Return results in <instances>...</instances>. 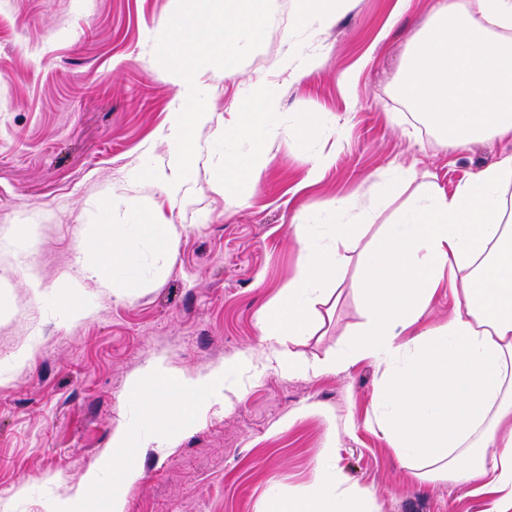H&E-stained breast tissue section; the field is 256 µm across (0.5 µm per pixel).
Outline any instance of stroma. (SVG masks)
Listing matches in <instances>:
<instances>
[{"instance_id": "stroma-1", "label": "stroma", "mask_w": 512, "mask_h": 512, "mask_svg": "<svg viewBox=\"0 0 512 512\" xmlns=\"http://www.w3.org/2000/svg\"><path fill=\"white\" fill-rule=\"evenodd\" d=\"M440 0H347L329 27L295 22L293 0H274L262 45L235 74L213 66L203 132L183 198L138 170L168 166L164 134L179 77L154 54L176 0H0V512H54L83 490L111 454L112 436L135 432L124 459L141 477L126 512H269L274 498L308 489L331 460L342 488L370 512H492L474 483L415 476L375 422L383 369L360 359L340 371L290 376L269 367L226 373L224 398L164 444L129 397L152 362L175 376L205 375L243 353L263 357L258 315L296 270V225L353 221L339 198L387 203L411 168L453 190L512 154V142L451 148L399 93L412 37ZM315 56L296 77L283 53ZM268 85L278 116L266 131L270 162L257 184L223 193L213 175L225 148L214 139L246 89ZM319 118L313 137L295 119ZM335 160L309 180L312 158ZM172 224L168 249L141 248L140 279L105 288L81 279L79 246L100 219L127 224L133 210ZM43 282L34 293L27 270ZM80 279L89 316H63L65 286ZM295 352L308 361L344 353L364 318L343 283ZM27 352L17 362L18 352Z\"/></svg>"}]
</instances>
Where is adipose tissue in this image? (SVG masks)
<instances>
[{
	"mask_svg": "<svg viewBox=\"0 0 512 512\" xmlns=\"http://www.w3.org/2000/svg\"><path fill=\"white\" fill-rule=\"evenodd\" d=\"M401 91L449 145L512 142V0H447L413 38ZM275 109L264 87L247 91L224 135L248 141L250 150L225 155L214 173L216 190L259 181L269 163L262 132ZM358 230L332 224L320 237L297 226V272L259 318L269 360L289 375L320 374L358 357L383 367L379 425L409 467L428 461L435 475L464 476L494 495L492 512H512V155L450 193L435 180L420 182L411 203L359 259L365 321L351 354L302 360L289 345L315 332L317 307L342 283L344 252ZM171 234V225L138 214L130 224H103L83 241L80 258L106 287L130 288L139 276L140 244L163 249ZM442 288L456 300L448 321L407 337ZM223 390V369L180 379L159 361L132 385L136 396L172 394V404L149 410L166 433L171 420L192 419ZM132 445L131 434L117 431L112 455L85 478L91 491L100 473H111L102 512H124V490L140 477L123 459ZM346 498L334 468L324 464L303 496L279 500L274 512H368L365 501Z\"/></svg>",
	"mask_w": 512,
	"mask_h": 512,
	"instance_id": "obj_1",
	"label": "adipose tissue"
}]
</instances>
